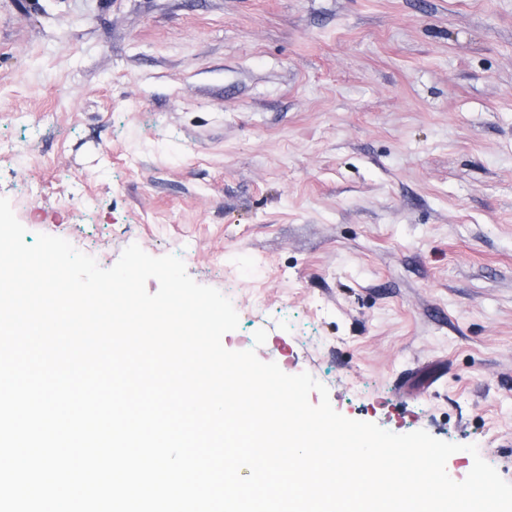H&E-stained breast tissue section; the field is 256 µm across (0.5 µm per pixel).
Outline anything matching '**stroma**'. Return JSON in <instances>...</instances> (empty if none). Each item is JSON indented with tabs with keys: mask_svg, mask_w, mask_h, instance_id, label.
<instances>
[{
	"mask_svg": "<svg viewBox=\"0 0 512 512\" xmlns=\"http://www.w3.org/2000/svg\"><path fill=\"white\" fill-rule=\"evenodd\" d=\"M0 197L105 269L179 256L226 349L512 482V0H0Z\"/></svg>",
	"mask_w": 512,
	"mask_h": 512,
	"instance_id": "35a3bbf8",
	"label": "stroma"
}]
</instances>
